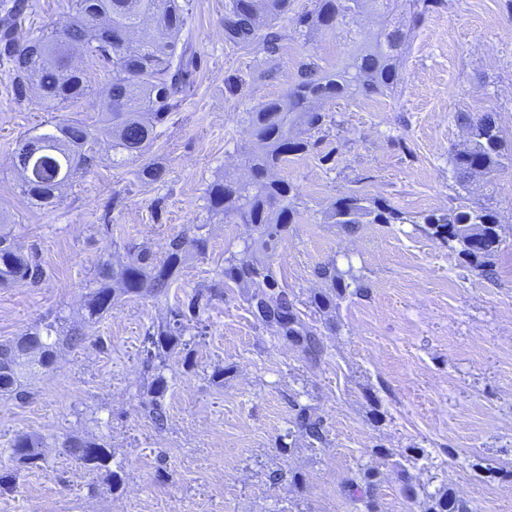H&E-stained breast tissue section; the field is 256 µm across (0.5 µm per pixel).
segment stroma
Returning <instances> with one entry per match:
<instances>
[{"mask_svg":"<svg viewBox=\"0 0 512 512\" xmlns=\"http://www.w3.org/2000/svg\"><path fill=\"white\" fill-rule=\"evenodd\" d=\"M191 4L181 38L197 55L192 95L141 161L112 163L101 142L97 166L48 209L19 195L10 156L51 114L34 99L15 103L0 67V215L46 269L38 287L0 286V343L49 317L83 323L100 256L125 259L112 240H136L159 257L186 225L209 229L206 256L188 260L167 295L121 300L87 324L90 341L27 376L30 402L0 396V475L15 478L0 512H426L443 490L463 512H512V171L462 187L449 161L467 142L460 112L495 110L512 145V0H445L417 24L409 0L390 16L373 0L355 24L286 40L272 59L225 41L224 0ZM392 18L407 42L396 90L326 103L336 126L278 171L299 187L298 214L262 260L305 303L327 288L313 275L318 265H335L347 285L335 310L315 318L322 361L308 363L297 344L273 337L245 290H226L190 343L192 365L178 353L166 360L168 425L156 431L141 408L152 380L145 332L253 235L205 209L210 183L247 175L248 112L282 96L307 58L341 67ZM145 163L163 169L161 181L140 179ZM352 189L385 201L404 223L352 232L331 223L329 204ZM460 197L498 213L494 280L420 223ZM104 223L112 237L99 233ZM303 406L324 423L321 445L309 446L298 428ZM22 433L41 437L40 467L14 459ZM73 438L111 448L121 485L68 455L63 444ZM276 470L284 479L275 484ZM353 481L368 499L350 498Z\"/></svg>","mask_w":512,"mask_h":512,"instance_id":"1","label":"stroma"}]
</instances>
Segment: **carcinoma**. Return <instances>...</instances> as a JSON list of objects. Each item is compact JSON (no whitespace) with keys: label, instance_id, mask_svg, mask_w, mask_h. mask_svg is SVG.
Masks as SVG:
<instances>
[{"label":"carcinoma","instance_id":"carcinoma-1","mask_svg":"<svg viewBox=\"0 0 512 512\" xmlns=\"http://www.w3.org/2000/svg\"><path fill=\"white\" fill-rule=\"evenodd\" d=\"M371 1L386 2L315 0L313 9L297 16L298 33L305 36L354 22ZM290 6L291 0H224L225 41L242 47L259 46L270 55L276 53L287 37L278 28V21ZM69 7V23L26 31L22 23L31 10L29 0H0V59L10 65L13 100L22 103L35 91L49 111L76 107L93 96L101 102L95 117L55 119L50 128L16 141L11 163L20 174V194L40 207L56 203L65 186L97 164L92 147L103 135L111 141L112 163L121 165L141 157L156 138L157 128L196 82V59L188 43L181 41L189 19L187 0H71ZM404 45L402 29L394 25L379 33L374 44L359 46L349 62L334 72L305 62L285 95L265 101L248 113L253 137L247 157L250 177L213 182L207 190L206 209L212 216L224 215L227 223L253 225L257 236L237 251H224V270L219 279L187 295L170 309L169 317L146 330L144 365L152 371V381L150 399L143 408L155 430L162 432L167 425L163 402L166 358L184 351L185 363L191 364L186 333L195 330L202 335L203 314L232 286L251 290L249 306L262 304L256 318L271 335L293 339L311 364L322 360L325 346L320 330L305 320L297 296L280 286L270 267L252 259L250 252L256 244L267 248L279 239L297 214L298 186L274 177L272 171L289 157L314 148V133L322 130L327 118L322 111L325 103L387 95L398 83ZM75 54L85 60L86 66L71 64ZM90 70L102 72L100 87L88 79ZM456 120L468 134L466 147L450 157L457 182L470 178V167L475 163L484 167L491 179L512 169V156L502 152L503 135L495 111L458 112ZM330 218L348 232L359 224L404 221L396 209L355 191L330 203ZM423 224L432 237L457 243L469 264L486 278H493L489 258L501 244L497 212L463 202L446 213L423 217ZM205 228L204 224H192L172 236L161 259L132 240L123 242L126 261L100 259L92 271L84 322H96L124 296L158 297L167 293L186 257L206 254ZM45 276L41 261L23 253L10 235L0 231V286L23 283L36 287ZM315 276L330 287L314 295L311 304L315 311L327 313L336 308V290L343 291L346 285L333 265L318 266ZM59 325L60 320L55 318L15 340L0 343V395L21 402L29 400L24 375L35 366L49 370L60 344L79 347L86 342L85 326H71L62 334ZM298 425L309 444L325 440L323 421L305 407L299 408ZM41 447V438L20 434L14 439L12 454L22 466L37 467L43 461ZM65 448L92 469L107 466L112 458L109 448L92 440L71 439ZM458 509L457 502L445 492L432 497L428 512Z\"/></svg>","mask_w":512,"mask_h":512}]
</instances>
